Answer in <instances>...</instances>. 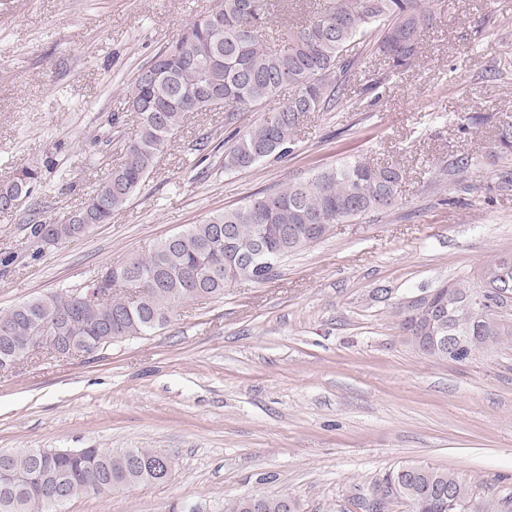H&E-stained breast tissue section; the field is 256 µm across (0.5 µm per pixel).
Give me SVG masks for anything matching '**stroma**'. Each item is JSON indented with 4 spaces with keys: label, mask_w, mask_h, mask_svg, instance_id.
I'll return each instance as SVG.
<instances>
[{
    "label": "stroma",
    "mask_w": 512,
    "mask_h": 512,
    "mask_svg": "<svg viewBox=\"0 0 512 512\" xmlns=\"http://www.w3.org/2000/svg\"><path fill=\"white\" fill-rule=\"evenodd\" d=\"M215 0H0V182L41 180L0 213V312L83 284L160 238L310 177L348 155L403 171L390 212L335 225L263 284L185 303L154 334L93 356L39 355L0 371V451L156 448L172 478L85 495L58 512H222L248 494L300 512H356L355 487L409 463L455 474L478 500H512V344L455 363L416 351L392 314L402 297L512 253V188L492 151L512 116V0H435L412 67L370 65L343 105L310 113L292 153L245 171L222 146L260 112H197L109 223L44 245L32 214L64 223L119 162L135 128L126 86ZM470 123H462V116ZM209 137L206 151L197 139ZM477 156L468 172L453 161ZM38 182H40V172L37 169L27 166L17 168L9 180L0 182V194L18 191H21L23 194L14 198H0V213H8L16 208L25 195L27 197L31 195ZM2 207H9L10 209Z\"/></svg>",
    "instance_id": "obj_1"
}]
</instances>
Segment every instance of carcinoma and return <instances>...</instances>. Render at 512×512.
Wrapping results in <instances>:
<instances>
[{
    "label": "carcinoma",
    "instance_id": "cac0c4a2",
    "mask_svg": "<svg viewBox=\"0 0 512 512\" xmlns=\"http://www.w3.org/2000/svg\"><path fill=\"white\" fill-rule=\"evenodd\" d=\"M269 0H217L189 32L164 46L126 87L130 110L137 113V132L123 160L75 210L87 223L66 221L53 229L30 220L31 236L57 244L75 240L122 209L153 172L158 156L189 112L224 110L234 123L241 112L263 110L261 118L232 134L224 149V170L253 168L293 151L297 132L311 112L336 109L356 73L370 76L368 58L380 53L394 67L418 61L422 33L434 12L428 0H325L281 33L286 45L269 46L274 33ZM364 54L344 57L353 44ZM291 90L278 106L272 100ZM494 149L512 154V119L498 128ZM403 179L395 164L373 163L356 155L325 167L304 181H291L272 192L249 196L241 205L158 241L146 255H134L86 282L112 288L119 279L137 283L141 295L124 303L114 295L91 303L77 289L40 294L0 313V363L29 358L27 345L41 342L50 354L60 337L88 355L114 343L149 336L171 322L185 302L224 297L239 281L261 284L288 254L326 238L334 225L392 209ZM40 172L21 166L0 182V194L29 196ZM496 271L512 273V253L495 252L473 277L445 282L427 290L430 302L409 315L394 305L400 335L422 350L419 336L470 337L457 353L438 358L457 363L475 353L512 340V309H487L471 299L491 288ZM156 448H28L0 453V512H57L55 506L86 494L107 497L117 489L161 483L171 478L174 462H162ZM380 493L377 512L404 505L407 512H512L489 501L472 499L466 485L446 470L409 465L392 470L357 488L354 505L368 508L370 493ZM224 512H292L284 497L248 495L224 505Z\"/></svg>",
    "mask_w": 512,
    "mask_h": 512
}]
</instances>
